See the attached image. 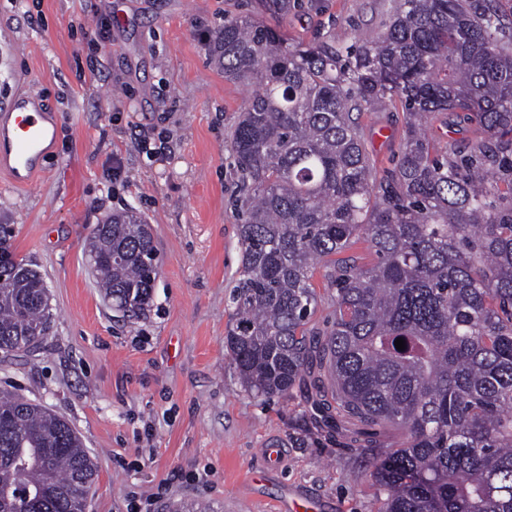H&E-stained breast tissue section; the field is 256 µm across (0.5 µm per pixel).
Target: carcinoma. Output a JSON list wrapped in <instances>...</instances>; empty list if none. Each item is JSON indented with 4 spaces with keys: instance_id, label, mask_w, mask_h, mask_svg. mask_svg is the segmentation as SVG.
<instances>
[{
    "instance_id": "carcinoma-1",
    "label": "carcinoma",
    "mask_w": 512,
    "mask_h": 512,
    "mask_svg": "<svg viewBox=\"0 0 512 512\" xmlns=\"http://www.w3.org/2000/svg\"><path fill=\"white\" fill-rule=\"evenodd\" d=\"M213 53L254 86L232 142L242 260L224 336L245 390L285 396L317 367L323 422L381 449L378 512H512V29L495 0H395L387 30L353 46L302 48L231 15ZM385 102L405 129L379 173L353 112ZM450 116L481 136H427ZM144 224L114 213L87 245L133 319L159 274ZM11 238L1 224L5 352L52 329L44 280ZM319 267L334 317L315 334ZM96 476L63 416L0 391V512H85Z\"/></svg>"
}]
</instances>
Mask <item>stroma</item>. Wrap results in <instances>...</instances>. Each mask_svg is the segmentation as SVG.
Returning <instances> with one entry per match:
<instances>
[{
	"label": "stroma",
	"mask_w": 512,
	"mask_h": 512,
	"mask_svg": "<svg viewBox=\"0 0 512 512\" xmlns=\"http://www.w3.org/2000/svg\"><path fill=\"white\" fill-rule=\"evenodd\" d=\"M393 0H0V101L40 94L58 130L34 179L0 171V224L47 285L54 329L33 353L0 352V390L61 414L95 456L86 512H377L373 448H350L311 409L308 378L255 399L224 336L241 265L232 136L251 86L226 80L212 47L224 17L288 42L380 35ZM111 22L106 42L93 31ZM377 167L403 136L401 107L358 117ZM124 174L112 180V161ZM132 209L161 264L151 306L113 310L86 256L91 229ZM282 456L268 463L264 451Z\"/></svg>",
	"instance_id": "1"
}]
</instances>
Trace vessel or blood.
I'll list each match as a JSON object with an SVG mask.
<instances>
[{
    "label": "vessel or blood",
    "mask_w": 512,
    "mask_h": 512,
    "mask_svg": "<svg viewBox=\"0 0 512 512\" xmlns=\"http://www.w3.org/2000/svg\"><path fill=\"white\" fill-rule=\"evenodd\" d=\"M48 111L37 95L14 96L0 103V169L23 186L35 176L47 152Z\"/></svg>",
    "instance_id": "obj_1"
}]
</instances>
